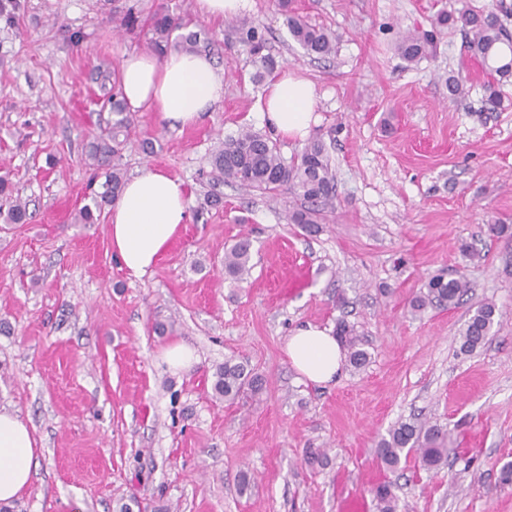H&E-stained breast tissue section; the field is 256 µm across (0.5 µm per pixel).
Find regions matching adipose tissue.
I'll return each instance as SVG.
<instances>
[{
    "label": "adipose tissue",
    "instance_id": "ef3b65f1",
    "mask_svg": "<svg viewBox=\"0 0 512 512\" xmlns=\"http://www.w3.org/2000/svg\"><path fill=\"white\" fill-rule=\"evenodd\" d=\"M120 80L129 111L157 112L171 126L196 124L224 98V73L206 53L169 51L164 58L131 52L120 62ZM313 84L284 71L265 87L257 115L283 140H305L315 121ZM188 218L185 188L161 170L132 176L113 204L108 220L112 254L131 278H141L169 248ZM285 353L309 382L334 381L345 364L337 337L305 325L287 337ZM36 458V441L16 413L0 410V503L25 492Z\"/></svg>",
    "mask_w": 512,
    "mask_h": 512
}]
</instances>
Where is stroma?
I'll return each mask as SVG.
<instances>
[{
    "instance_id": "obj_1",
    "label": "stroma",
    "mask_w": 512,
    "mask_h": 512,
    "mask_svg": "<svg viewBox=\"0 0 512 512\" xmlns=\"http://www.w3.org/2000/svg\"><path fill=\"white\" fill-rule=\"evenodd\" d=\"M22 2L15 23L0 20V175L33 218H0V408L33 426L41 452L6 512H118L132 498L135 512H376L371 489L385 477L398 512H512L501 481L512 461V78L491 106L464 35L433 24L491 0H292L335 33L327 60L304 56L276 0H256L245 22L262 30L266 54L315 88L310 136L336 177L320 231L287 222L288 193L227 184L223 208L189 218L139 279L113 257L107 223L74 219L95 175L84 145L104 116L90 70L144 51L158 11L210 31L222 104L181 130L134 113L121 159L129 176L179 178L193 209L219 141L260 129L266 83L228 23L204 20L195 0ZM131 4L140 26L128 32L118 23ZM408 30L437 44L411 67L393 49ZM451 75L465 96L449 97ZM494 217L507 233H489ZM243 235L252 269L233 282L224 251ZM438 273L464 278L468 294L412 316L410 299ZM484 302L503 317L483 347L461 353L459 331ZM340 319L356 326L368 364L324 386L299 377L286 337ZM173 342L198 363L170 370L161 353ZM230 357L265 378L262 395L213 397L212 374ZM411 417L451 431L447 468L380 462V440ZM309 448L324 465L306 463ZM243 470L254 478L244 493Z\"/></svg>"
}]
</instances>
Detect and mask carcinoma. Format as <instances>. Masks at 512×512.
I'll use <instances>...</instances> for the list:
<instances>
[{
    "label": "carcinoma",
    "mask_w": 512,
    "mask_h": 512,
    "mask_svg": "<svg viewBox=\"0 0 512 512\" xmlns=\"http://www.w3.org/2000/svg\"><path fill=\"white\" fill-rule=\"evenodd\" d=\"M278 6L286 12V22L294 40L304 53L318 59H328L336 53V38L322 27L312 25L289 9L288 0H278ZM441 25L450 23L464 33L466 48L471 55L479 58L487 76L486 90L490 100L501 102L496 85L512 77V30L500 19L496 8L475 10L467 5L454 13L438 17ZM183 29L179 40L171 41L173 31ZM239 42L249 49L255 61L265 68L271 60L262 54L265 39L253 26L236 25ZM187 51L200 48L211 49V42L202 32L188 29L169 14L160 12L153 17L147 38V48L157 56L165 55L173 47ZM396 54L408 65L427 58L433 51V37L404 31L394 43ZM94 80L99 85L103 108L109 117L84 147L88 165L97 170H106L105 181L100 189L90 194V201L79 208L77 222L94 224L98 221L103 207L120 196L124 187V174L120 167L122 149L134 124L133 116L127 111L119 77L108 67H98ZM208 190L200 204L198 216L224 204L220 186L229 183L249 191L276 194L282 190L301 201V205L288 211V223L298 224L309 235L319 231L321 206L336 191L335 175L326 145L318 140L304 146L299 154L285 158L270 137L248 127L242 128L215 149L209 160ZM29 202L10 192V181L0 176V212L7 211V219L13 224L27 222ZM253 241L242 236L224 252V275L233 281H241L249 274ZM469 283L461 278H447L437 275L429 279L426 291L413 297L410 311L414 316L422 315L434 305L452 307L468 293ZM498 310L492 303L479 305L468 317L460 332V351L469 354L485 345L498 323ZM335 335L345 346L350 365L355 369L364 367L369 353L357 335L354 326L344 320L336 324ZM264 389L262 377L248 368V365L234 358H228L213 375V395L231 404L244 396L257 395ZM451 432L437 424L414 419L400 421L393 425L379 443L378 455L389 469L399 466L401 458L411 453L423 470H434L448 459L452 452L449 447ZM377 512H397L396 499L391 484L380 482L372 490Z\"/></svg>",
    "instance_id": "cac0c4a2"
}]
</instances>
